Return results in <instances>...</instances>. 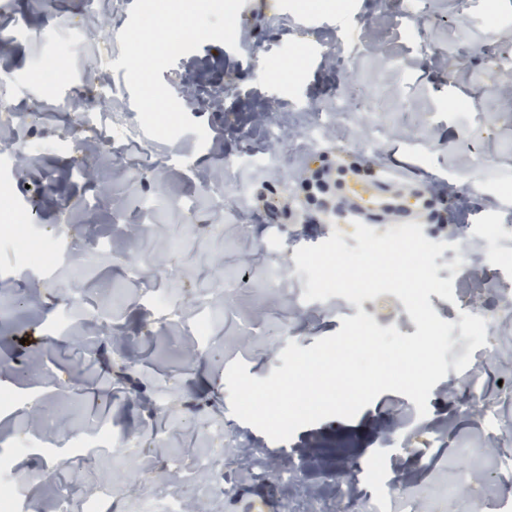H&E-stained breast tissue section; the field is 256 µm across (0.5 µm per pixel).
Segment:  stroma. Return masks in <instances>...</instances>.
Masks as SVG:
<instances>
[{
    "label": "stroma",
    "mask_w": 512,
    "mask_h": 512,
    "mask_svg": "<svg viewBox=\"0 0 512 512\" xmlns=\"http://www.w3.org/2000/svg\"><path fill=\"white\" fill-rule=\"evenodd\" d=\"M134 0H0V26L11 40L1 62L14 81L6 93L18 112L0 110V122L21 128L32 165L17 169L12 148L0 146V283L10 295L0 317V392L17 395L0 406V454L12 466L31 512H57L56 495L72 485L89 496L107 481L120 489L122 512H162L167 502L195 503L199 512H288L296 486L330 494L334 465L358 469L344 486L342 504L375 506V488L363 463L376 457L386 482L397 484L419 512H469L471 488L490 484L484 512L512 504V479L492 481L512 455V321L495 325L502 355L473 369L478 345L467 342L466 311L497 301L512 284V0H262L259 12L242 7L239 28L249 44L229 48L208 41L178 58L161 78L186 113L201 122L173 142L152 140L144 155L125 153L129 176L107 177L98 158L69 146L54 103L72 84L87 82L85 105L108 89L116 111L137 118L125 70H112L121 55L118 35ZM294 60V75L266 77L263 65ZM41 63L56 80H31ZM481 138V158L464 150ZM340 174L328 193L348 196L390 178L422 189L416 205L430 215L424 233L453 242L449 223L497 224L502 229L494 266L473 260L458 272L447 255L436 259L440 279L452 280L468 309L433 294L437 315L453 323L460 347L446 354V377L431 390L428 412L413 431L414 446L398 449L390 420L406 396L385 392L354 418H328L277 442L231 411L225 374L243 361L249 375L267 378L281 367L289 341L307 348L336 333L342 316L323 302H307L306 275L294 272L297 248L317 245L333 230L352 239L351 220L331 216L310 224L317 209V169ZM450 183L466 206L447 214L434 181ZM276 213H269L268 204ZM33 234L63 222L74 230L67 243L75 262L53 272L24 268L14 246L19 212ZM111 235L119 255L84 257L94 234ZM175 245L179 259L162 252ZM255 274L241 284L244 271ZM155 282L156 296L175 300L192 318L202 300L217 307L207 337L182 324L163 323L139 293L138 278ZM92 288L93 307L111 316L85 339L65 335L70 288ZM475 371L487 401L497 407L492 453H470L482 413L465 376ZM53 393L56 429L33 426L30 401ZM165 406L150 407L156 400ZM112 445L128 449L129 467L113 478L112 458L91 448L99 428ZM226 444L229 489L195 475L194 463L212 439ZM257 452L274 469L296 467L297 483L253 477L236 463L238 449ZM55 455L52 481L34 475ZM469 458L465 482L452 466Z\"/></svg>",
    "instance_id": "obj_1"
}]
</instances>
